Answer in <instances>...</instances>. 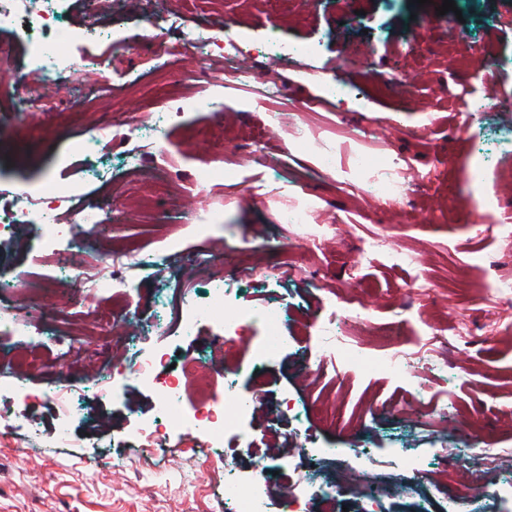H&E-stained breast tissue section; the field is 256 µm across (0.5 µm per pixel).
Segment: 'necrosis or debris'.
Returning a JSON list of instances; mask_svg holds the SVG:
<instances>
[{
    "mask_svg": "<svg viewBox=\"0 0 512 512\" xmlns=\"http://www.w3.org/2000/svg\"><path fill=\"white\" fill-rule=\"evenodd\" d=\"M65 0H0V27L22 24L27 40L24 55L14 56L9 51L0 52V64L5 65L8 79L0 92L8 97L13 113L30 111L37 101L38 87L64 83L73 72L82 70L100 79V89L110 92L115 83L135 85L143 81L164 80L172 71L177 53L183 52L199 59L223 55L228 67L224 73L227 82L243 83L249 80L248 67L236 63L238 48L234 40L206 29L193 30L171 50L165 40L169 30L182 27L180 15L169 14L152 23L147 39L114 37L109 31L87 22L83 28L71 30L59 27L57 18ZM73 40L105 43L107 50L130 51L144 49L150 55L151 65L141 74L123 72L114 68L107 58L96 56L74 60L67 55L64 45ZM37 75V82H30V75ZM31 204L20 208L0 205V236L16 235L18 230L31 223L41 224L44 234L37 249L55 253L61 249L80 250L96 256L92 240L73 232L77 224H101L108 220L112 200L108 197L78 202L73 187L55 182L51 188L39 190L31 196ZM179 255L178 263H171L172 255ZM107 272L87 268L64 267L62 274L74 283H87L94 290L131 289L134 270L147 268L155 275L177 278L179 269L193 267L207 270L211 256L207 251H181L176 241L166 240L153 249L126 246L107 252ZM224 284L211 288L206 301L196 300L190 290L175 287L174 305L168 323H160L139 308H128L126 320L142 323L143 333L137 339L139 352L130 357L132 370L140 384L153 389L158 401L149 417L133 419L131 440L145 452L159 448L165 435L172 430L195 432L199 448H222L228 442L229 427L241 424L254 412V398L241 394L235 387L234 377L242 371L241 363L232 362L223 347H213L207 363H200L187 355L177 362H170L166 354L149 349L148 344L157 331L165 325L177 326L185 336L194 335L199 323L209 322L217 327L221 338L240 335L254 323H263L267 336L254 351L258 365L274 363L281 347L288 339L282 334L281 316L277 309L242 307L233 312L225 310ZM267 484L266 470L254 471L249 476L232 475L224 484V505L227 512H264Z\"/></svg>",
    "mask_w": 512,
    "mask_h": 512,
    "instance_id": "necrosis-or-debris-1",
    "label": "necrosis or debris"
}]
</instances>
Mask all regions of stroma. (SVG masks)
I'll use <instances>...</instances> for the list:
<instances>
[{
	"label": "stroma",
	"mask_w": 512,
	"mask_h": 512,
	"mask_svg": "<svg viewBox=\"0 0 512 512\" xmlns=\"http://www.w3.org/2000/svg\"><path fill=\"white\" fill-rule=\"evenodd\" d=\"M455 3L464 21L452 29L438 12L442 0L421 7L410 0H157L159 11L185 19L170 33L173 43L225 21L245 47L271 33L316 43L317 50L289 61L244 58L252 77L242 85L224 82L223 58H183L173 82L193 95L187 77L204 71L206 83L222 87L221 107H190L181 123L163 126L167 161L144 155L137 175H130L124 149L98 155L111 176L106 185L86 181L76 137L113 121L157 124L151 86L104 95L92 74L79 71L71 82L45 88L44 109L0 136V193L34 191L53 179L74 185L83 198L116 190L110 222L79 225L76 233H90L104 250L127 240L148 248L164 237L206 248L211 275L224 279L227 310H279L289 341L271 366L248 368L261 326L224 345L245 365L237 388L260 392L248 431L262 435L271 420L279 426L267 512H283L284 485L303 487L323 471L400 480L404 453L425 475L447 476L449 495L469 488L470 512H512V499L491 494L512 480V295L488 306L478 293L490 277L512 282V242L490 231L500 223L512 232V0ZM477 44L486 56L474 53ZM490 60L497 71L488 78ZM374 75L400 86L365 99V81ZM335 79L349 91L340 105L323 87ZM269 84L281 90L274 129L262 102ZM463 89L468 98H460ZM356 153L413 166L419 178L402 183L400 206L385 207L366 191L371 176L352 167ZM217 162L224 186L205 192L193 174ZM160 166L167 171L161 201L177 206V224L123 194L133 178L151 190ZM248 184L259 194L246 195ZM303 198L314 223L330 227L325 242L309 250L300 245L302 231L281 221ZM202 199L221 212L206 244L187 234ZM368 237L412 255L413 263L357 253L359 239ZM1 264L46 284L44 293L21 295L17 312L91 325L112 342L77 336L56 347L33 336H0V352L25 359L32 392L18 397L10 376H0V512H224L223 449H210L208 465L192 454V434L172 435L154 455L126 442L129 420L147 415L157 394L129 372L120 387L112 385L113 366L132 349L117 316L121 302L54 288V261L21 252L14 238H0ZM417 276L432 289L406 297ZM351 293L367 307L366 317L343 309ZM215 341L204 325L189 337L172 328L156 333L152 346L200 356ZM396 350L406 355L407 377L377 364ZM50 383L61 396L39 398ZM21 416L28 430L16 429ZM65 418L71 438L54 443ZM483 439L498 453L485 483L473 488L468 476ZM331 448L342 449L341 459L328 456ZM340 503L348 512H448L447 501L421 494L377 504L350 491Z\"/></svg>",
	"instance_id": "stroma-1"
}]
</instances>
